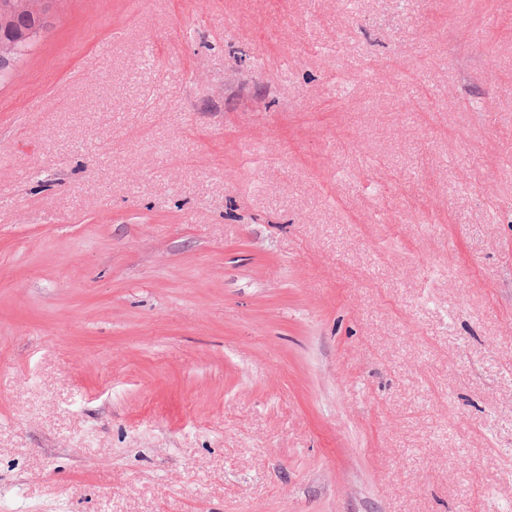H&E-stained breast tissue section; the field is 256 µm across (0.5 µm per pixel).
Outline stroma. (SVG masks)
<instances>
[{
	"label": "stroma",
	"mask_w": 512,
	"mask_h": 512,
	"mask_svg": "<svg viewBox=\"0 0 512 512\" xmlns=\"http://www.w3.org/2000/svg\"><path fill=\"white\" fill-rule=\"evenodd\" d=\"M512 0H56L0 83V512H512Z\"/></svg>",
	"instance_id": "35a3bbf8"
}]
</instances>
